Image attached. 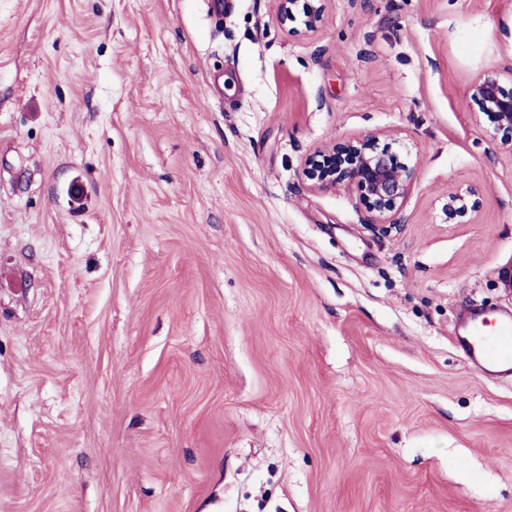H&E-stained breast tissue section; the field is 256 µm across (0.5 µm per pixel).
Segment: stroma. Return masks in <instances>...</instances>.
Wrapping results in <instances>:
<instances>
[{"label":"stroma","mask_w":512,"mask_h":512,"mask_svg":"<svg viewBox=\"0 0 512 512\" xmlns=\"http://www.w3.org/2000/svg\"><path fill=\"white\" fill-rule=\"evenodd\" d=\"M230 2L0 0V512H512V0ZM379 131L385 234L298 175ZM325 0H277V13L280 23L288 25L299 23L308 31L318 28L324 17ZM503 76L497 71L484 74L473 84L471 99L480 112H491L496 117V126L489 132L491 143L512 154V71L507 77L510 88L504 86ZM442 212L447 222L454 221L476 212V203H470L468 197L462 193L449 192L442 206ZM457 340L472 363L487 374L512 373V319L502 320L493 336H484L478 325L467 322L459 329Z\"/></svg>","instance_id":"stroma-1"}]
</instances>
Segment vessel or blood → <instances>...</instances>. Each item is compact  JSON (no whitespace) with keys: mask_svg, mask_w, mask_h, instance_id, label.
I'll return each mask as SVG.
<instances>
[{"mask_svg":"<svg viewBox=\"0 0 512 512\" xmlns=\"http://www.w3.org/2000/svg\"><path fill=\"white\" fill-rule=\"evenodd\" d=\"M457 340L471 362L483 372L512 373V319L500 321L498 331L491 336L482 335L477 325L463 324Z\"/></svg>","mask_w":512,"mask_h":512,"instance_id":"vessel-or-blood-1","label":"vessel or blood"}]
</instances>
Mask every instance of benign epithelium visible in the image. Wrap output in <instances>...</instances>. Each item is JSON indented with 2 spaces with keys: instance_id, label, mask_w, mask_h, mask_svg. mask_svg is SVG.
I'll list each match as a JSON object with an SVG mask.
<instances>
[{
  "instance_id": "7a95c632",
  "label": "benign epithelium",
  "mask_w": 512,
  "mask_h": 512,
  "mask_svg": "<svg viewBox=\"0 0 512 512\" xmlns=\"http://www.w3.org/2000/svg\"><path fill=\"white\" fill-rule=\"evenodd\" d=\"M325 0H277V13L283 26L300 24L308 31L318 28L324 17ZM512 82L497 71L479 78L471 88V99L481 112H491L496 126L489 132L491 143L512 152ZM383 134L372 132L342 142L313 148L304 158L299 176L312 191L336 188L355 189L366 208V228L385 232L397 224V214L414 184L416 168L395 159ZM450 222L476 212V203L459 192H450L442 206Z\"/></svg>"
}]
</instances>
